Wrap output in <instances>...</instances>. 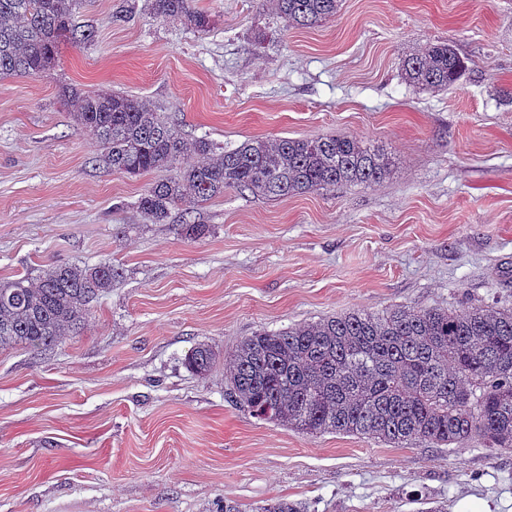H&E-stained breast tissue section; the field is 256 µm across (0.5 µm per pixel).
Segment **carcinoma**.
Segmentation results:
<instances>
[{
    "label": "carcinoma",
    "instance_id": "cac0c4a2",
    "mask_svg": "<svg viewBox=\"0 0 512 512\" xmlns=\"http://www.w3.org/2000/svg\"><path fill=\"white\" fill-rule=\"evenodd\" d=\"M276 16L311 27L336 14L340 0H275ZM79 0H0V76L42 77L55 70L62 43L90 41L79 29ZM156 18L205 31L212 19L194 0H145ZM468 70L446 42L427 45L403 63L405 80L445 88ZM77 126L96 139L112 170L138 176L158 170L137 201L153 224L180 204L207 201L227 189L288 198L339 185L366 187L387 179L385 154L347 135L247 139L217 148L187 140L173 120L137 99L110 92L65 89ZM189 239L208 228L184 210ZM123 278L110 262L53 265L32 279L0 282V348L55 347L78 328L93 303ZM219 361L200 344L185 363L207 375ZM229 397L254 417L306 434L368 435L397 447L417 442L462 445L480 438L512 450V308L396 306L372 314L348 311L284 329H261L224 357ZM256 512H307L301 502L277 499Z\"/></svg>",
    "mask_w": 512,
    "mask_h": 512
}]
</instances>
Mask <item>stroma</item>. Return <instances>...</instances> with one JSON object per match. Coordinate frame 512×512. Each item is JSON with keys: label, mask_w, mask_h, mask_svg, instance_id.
<instances>
[{"label": "stroma", "mask_w": 512, "mask_h": 512, "mask_svg": "<svg viewBox=\"0 0 512 512\" xmlns=\"http://www.w3.org/2000/svg\"><path fill=\"white\" fill-rule=\"evenodd\" d=\"M211 28L143 0H80L94 31L54 72L0 78V281L109 261L122 280L52 349H0V512H220L285 497L312 512H512V451L396 447L253 418L197 345L349 310L512 306V0H340L313 27L271 0H195ZM469 60L420 89L405 57ZM138 97L187 138L353 136L393 161L380 185L193 204L206 237L135 203L159 172L112 171L63 87ZM466 60L449 43H430L404 61V78L414 86L445 88L465 74L468 70ZM219 354L209 345L200 344L187 355L185 363L194 374L206 376L218 363Z\"/></svg>", "instance_id": "obj_1"}]
</instances>
